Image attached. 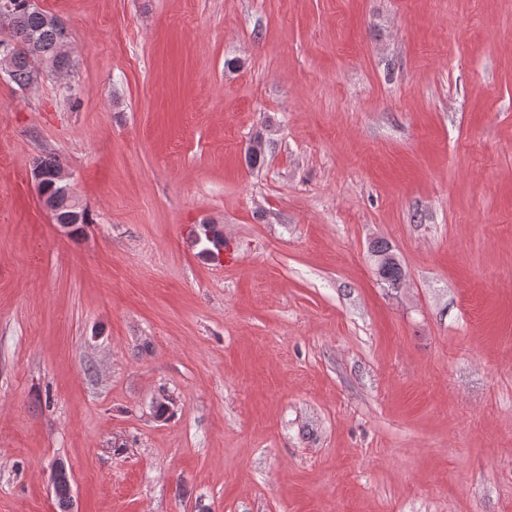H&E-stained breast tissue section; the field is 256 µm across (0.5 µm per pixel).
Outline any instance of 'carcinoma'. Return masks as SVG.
<instances>
[{
  "mask_svg": "<svg viewBox=\"0 0 512 512\" xmlns=\"http://www.w3.org/2000/svg\"><path fill=\"white\" fill-rule=\"evenodd\" d=\"M9 3L13 9L14 36V78L19 88L31 82V73L41 58H52L56 66L63 71L69 67V56L63 52L68 44L65 26L54 14L42 11L36 13L26 9L25 0H0V4ZM43 179L40 193L49 194L48 201L58 224H67L73 214H80V223H89L86 209H77L69 196L61 192L55 182V176L61 169L60 162L54 157L41 158ZM55 495L61 512H69L71 505V484L61 479L53 483Z\"/></svg>",
  "mask_w": 512,
  "mask_h": 512,
  "instance_id": "1",
  "label": "carcinoma"
}]
</instances>
